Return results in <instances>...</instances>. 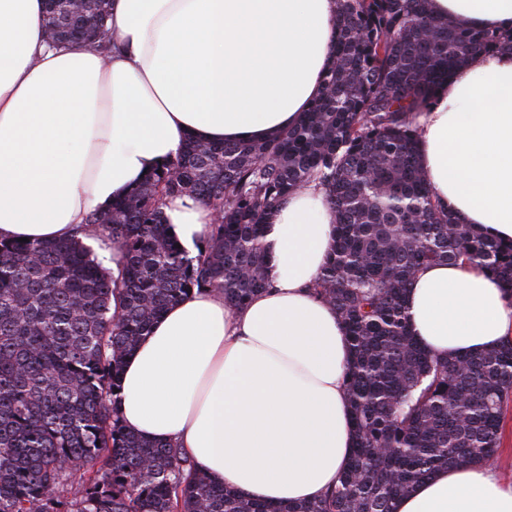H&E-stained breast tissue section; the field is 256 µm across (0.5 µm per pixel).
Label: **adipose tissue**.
<instances>
[{
	"label": "adipose tissue",
	"mask_w": 512,
	"mask_h": 512,
	"mask_svg": "<svg viewBox=\"0 0 512 512\" xmlns=\"http://www.w3.org/2000/svg\"><path fill=\"white\" fill-rule=\"evenodd\" d=\"M434 16L512 30V0H429ZM338 0H112V52L45 44L46 0H0V239L69 237L175 157L186 138L259 142L299 121L334 59ZM436 204L512 240V52L473 56L414 118ZM163 211L195 250L212 213ZM335 235L318 185L265 228L268 288L232 308L204 289L169 306L122 366L127 430L174 442L216 483L272 503L323 498L356 443L352 352L312 285ZM433 356L512 338V297L477 263L429 264L405 296ZM394 512H512V477L483 464L436 470Z\"/></svg>",
	"instance_id": "ef3b65f1"
}]
</instances>
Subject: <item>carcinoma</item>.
<instances>
[{
    "instance_id": "cac0c4a2",
    "label": "carcinoma",
    "mask_w": 512,
    "mask_h": 512,
    "mask_svg": "<svg viewBox=\"0 0 512 512\" xmlns=\"http://www.w3.org/2000/svg\"><path fill=\"white\" fill-rule=\"evenodd\" d=\"M110 8L48 13V46L93 42L76 34ZM338 30L322 94L295 126L264 142L190 140L70 238L0 239V512H393L440 467L494 463L512 342L438 359L411 335L404 294L420 266L463 258L512 292V241L437 208L412 120L455 67L512 38L436 18L428 0H343ZM313 182L337 228L314 291L348 332L357 443L324 498L272 506L128 431L118 390L124 358L168 306L208 287L239 307L267 286L268 217ZM182 196L220 215L194 256L162 211ZM87 240L117 251V270Z\"/></svg>"
}]
</instances>
